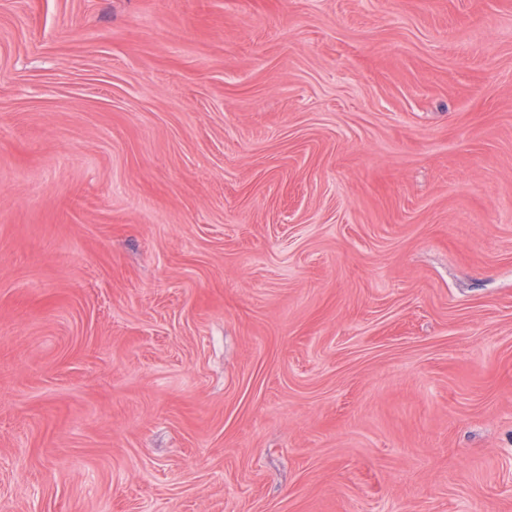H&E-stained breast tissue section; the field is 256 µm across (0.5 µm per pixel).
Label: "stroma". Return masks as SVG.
I'll use <instances>...</instances> for the list:
<instances>
[{
	"label": "stroma",
	"mask_w": 512,
	"mask_h": 512,
	"mask_svg": "<svg viewBox=\"0 0 512 512\" xmlns=\"http://www.w3.org/2000/svg\"><path fill=\"white\" fill-rule=\"evenodd\" d=\"M0 512H512V0H0Z\"/></svg>",
	"instance_id": "1"
}]
</instances>
